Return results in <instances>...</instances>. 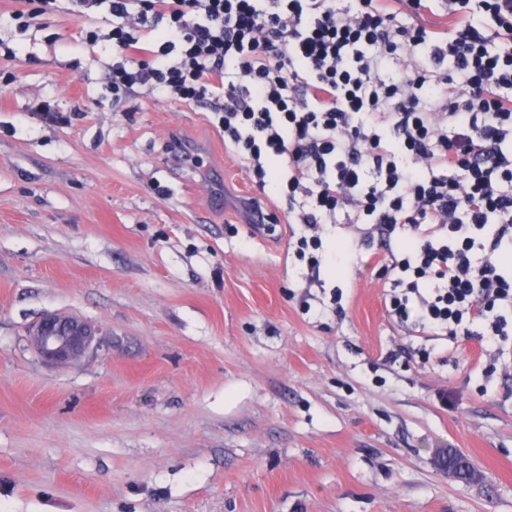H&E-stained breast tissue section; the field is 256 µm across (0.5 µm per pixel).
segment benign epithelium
<instances>
[{"label":"benign epithelium","instance_id":"1","mask_svg":"<svg viewBox=\"0 0 512 512\" xmlns=\"http://www.w3.org/2000/svg\"><path fill=\"white\" fill-rule=\"evenodd\" d=\"M30 340L43 359L65 363L83 355L92 346L95 332L74 317L46 315L32 326Z\"/></svg>","mask_w":512,"mask_h":512}]
</instances>
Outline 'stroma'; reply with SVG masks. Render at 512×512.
Instances as JSON below:
<instances>
[{
    "label": "stroma",
    "mask_w": 512,
    "mask_h": 512,
    "mask_svg": "<svg viewBox=\"0 0 512 512\" xmlns=\"http://www.w3.org/2000/svg\"><path fill=\"white\" fill-rule=\"evenodd\" d=\"M19 7L0 0V512H512V339L398 321L360 224L319 225L354 265L308 286L304 225H251L210 100L113 105L117 51L85 39L109 20L56 0L21 29ZM47 314L92 348L43 360ZM30 340L43 359L65 363L80 357L92 346L95 332L74 317L46 315L32 326Z\"/></svg>",
    "instance_id": "1"
}]
</instances>
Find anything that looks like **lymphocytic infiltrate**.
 Here are the masks:
<instances>
[{
    "mask_svg": "<svg viewBox=\"0 0 512 512\" xmlns=\"http://www.w3.org/2000/svg\"><path fill=\"white\" fill-rule=\"evenodd\" d=\"M70 2L112 18L114 102L212 98L253 209L274 194L297 224L410 227L381 266L393 315L512 335V0H445L443 31L405 21L422 0Z\"/></svg>",
    "mask_w": 512,
    "mask_h": 512,
    "instance_id": "1",
    "label": "lymphocytic infiltrate"
}]
</instances>
